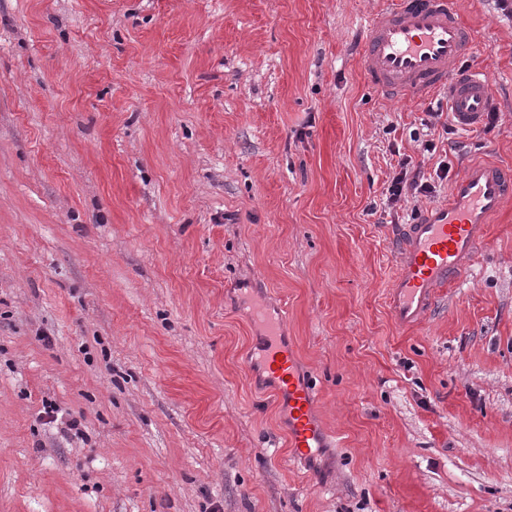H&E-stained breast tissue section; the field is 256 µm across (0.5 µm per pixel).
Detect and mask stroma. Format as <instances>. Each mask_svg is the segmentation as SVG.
Listing matches in <instances>:
<instances>
[{
    "label": "stroma",
    "instance_id": "35a3bbf8",
    "mask_svg": "<svg viewBox=\"0 0 512 512\" xmlns=\"http://www.w3.org/2000/svg\"><path fill=\"white\" fill-rule=\"evenodd\" d=\"M386 2L0 0V512H512V203L426 324L385 303L451 186L388 207L399 155L512 163V17L460 0L499 118L449 136L447 91L364 82ZM258 299L317 384L304 461Z\"/></svg>",
    "mask_w": 512,
    "mask_h": 512
}]
</instances>
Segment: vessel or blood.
<instances>
[{"label": "vessel or blood", "instance_id": "b4317fda", "mask_svg": "<svg viewBox=\"0 0 512 512\" xmlns=\"http://www.w3.org/2000/svg\"><path fill=\"white\" fill-rule=\"evenodd\" d=\"M475 42L460 18L457 0H390L373 12L363 38L362 70L368 85L390 103L448 92V113L459 128L483 124L492 102L489 80L461 61ZM512 201V168L493 161L466 163L447 204L431 207L397 229L394 273L387 291L395 322H426L439 295L455 287L475 264L488 225ZM252 366L271 384L288 419L296 458L311 457L328 434L315 414V396L278 309L257 308Z\"/></svg>", "mask_w": 512, "mask_h": 512}]
</instances>
